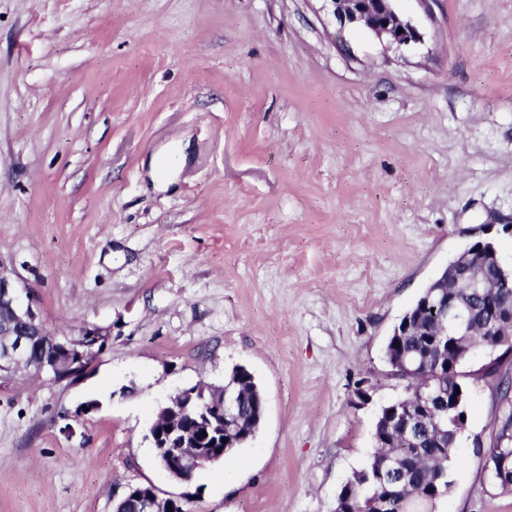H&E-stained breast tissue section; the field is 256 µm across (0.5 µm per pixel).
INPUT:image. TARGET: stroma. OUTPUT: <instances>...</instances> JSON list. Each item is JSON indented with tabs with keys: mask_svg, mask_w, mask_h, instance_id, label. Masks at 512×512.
<instances>
[{
	"mask_svg": "<svg viewBox=\"0 0 512 512\" xmlns=\"http://www.w3.org/2000/svg\"><path fill=\"white\" fill-rule=\"evenodd\" d=\"M393 7L420 41L328 0H0V263L56 335H110L78 382L0 384V512H114L131 485L334 512L404 394L388 336L512 213V0ZM236 365L258 430L171 479L159 408ZM466 410L437 512H512L474 448L492 382ZM394 0H328L340 27L362 25L378 39L398 46L408 45L419 34L411 23L404 21L394 11ZM402 29V33L397 30Z\"/></svg>",
	"mask_w": 512,
	"mask_h": 512,
	"instance_id": "1",
	"label": "stroma"
}]
</instances>
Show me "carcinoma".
<instances>
[{
	"mask_svg": "<svg viewBox=\"0 0 512 512\" xmlns=\"http://www.w3.org/2000/svg\"><path fill=\"white\" fill-rule=\"evenodd\" d=\"M473 335L451 337L448 348L433 346V333L440 328L431 310L418 312L411 329L391 337V356L405 361L406 367L391 370V376L405 384L406 396L382 408L375 428V448L364 469L354 473L341 489L338 498L344 509L377 512V502L390 500V512H436V505L451 486L448 464L456 446L460 425L464 423L466 384L459 367L468 359L476 344L490 349L504 347L503 352L485 365L479 377L497 382L499 401L505 410L495 419L494 434L486 456L495 461L512 457V288H492L489 295L467 300ZM80 337L62 343L50 336L31 337L29 362L37 368L42 362L63 351L77 355ZM437 383L454 397V407L434 406L435 419L418 416L416 391L427 383ZM388 454L399 457L405 479L382 484L375 479Z\"/></svg>",
	"mask_w": 512,
	"mask_h": 512,
	"instance_id": "carcinoma-1",
	"label": "carcinoma"
}]
</instances>
